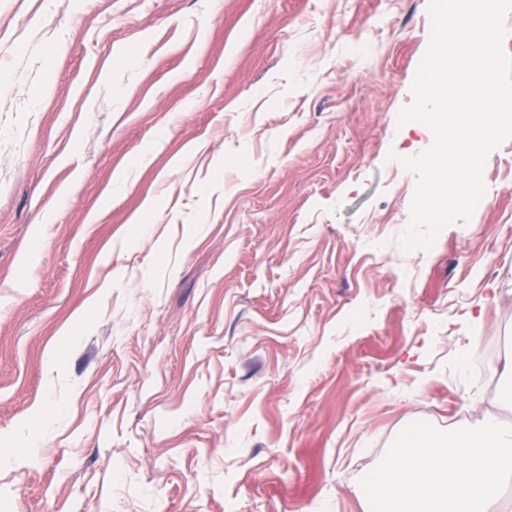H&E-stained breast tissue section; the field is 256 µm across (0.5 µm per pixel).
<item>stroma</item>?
<instances>
[{"mask_svg": "<svg viewBox=\"0 0 512 512\" xmlns=\"http://www.w3.org/2000/svg\"><path fill=\"white\" fill-rule=\"evenodd\" d=\"M429 2L0 0V512H364L408 425L512 427V139L398 242Z\"/></svg>", "mask_w": 512, "mask_h": 512, "instance_id": "1", "label": "stroma"}]
</instances>
